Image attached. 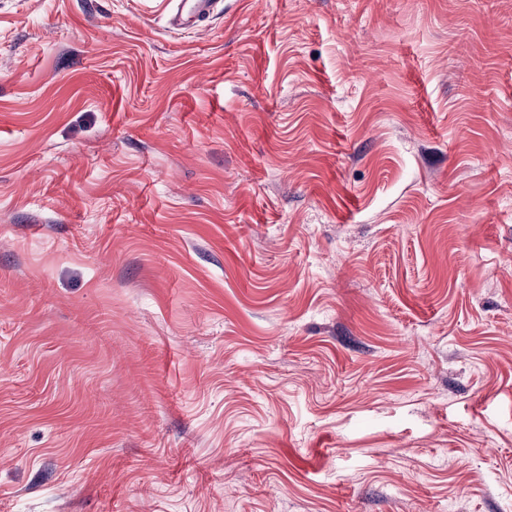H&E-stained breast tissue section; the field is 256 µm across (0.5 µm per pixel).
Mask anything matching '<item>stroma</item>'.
Wrapping results in <instances>:
<instances>
[{
	"instance_id": "obj_1",
	"label": "stroma",
	"mask_w": 512,
	"mask_h": 512,
	"mask_svg": "<svg viewBox=\"0 0 512 512\" xmlns=\"http://www.w3.org/2000/svg\"><path fill=\"white\" fill-rule=\"evenodd\" d=\"M0 0V512H512V0Z\"/></svg>"
}]
</instances>
